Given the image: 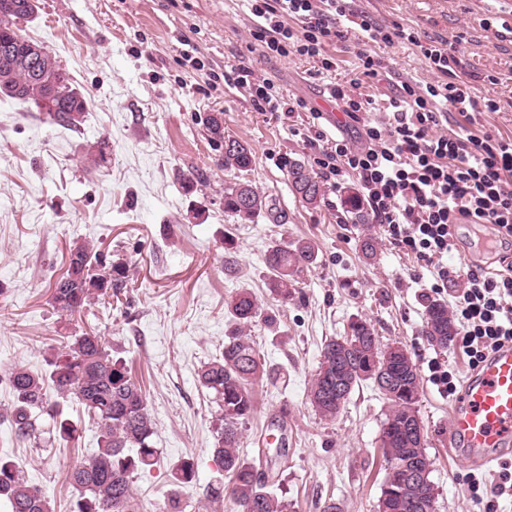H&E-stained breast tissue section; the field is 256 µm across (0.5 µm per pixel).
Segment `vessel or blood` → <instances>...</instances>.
I'll return each instance as SVG.
<instances>
[{"mask_svg": "<svg viewBox=\"0 0 512 512\" xmlns=\"http://www.w3.org/2000/svg\"><path fill=\"white\" fill-rule=\"evenodd\" d=\"M448 445L470 464L512 451V348L493 354L465 381L448 421Z\"/></svg>", "mask_w": 512, "mask_h": 512, "instance_id": "1", "label": "vessel or blood"}]
</instances>
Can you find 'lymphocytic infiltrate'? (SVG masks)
<instances>
[{
	"instance_id": "obj_1",
	"label": "lymphocytic infiltrate",
	"mask_w": 512,
	"mask_h": 512,
	"mask_svg": "<svg viewBox=\"0 0 512 512\" xmlns=\"http://www.w3.org/2000/svg\"><path fill=\"white\" fill-rule=\"evenodd\" d=\"M253 16L249 34L272 56L290 53L335 70L326 44L345 39V23L372 42L415 41L414 32L388 29L359 12L355 0H246ZM433 81H402L388 104L389 118L363 124L360 144L307 137L330 186L354 176L360 195L388 244L413 256L414 278H426L431 292L450 293L460 324L455 348L470 369L512 345V267L490 272L449 264L457 224H490L512 237V140L486 135L448 136L439 128L449 113L471 117L498 104L479 99L471 82L457 78L459 61L445 41L422 46Z\"/></svg>"
}]
</instances>
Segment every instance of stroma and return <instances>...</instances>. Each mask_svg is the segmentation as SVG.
<instances>
[{"mask_svg":"<svg viewBox=\"0 0 512 512\" xmlns=\"http://www.w3.org/2000/svg\"><path fill=\"white\" fill-rule=\"evenodd\" d=\"M357 8L389 28L415 32L416 42L371 43L358 27L327 45L335 71L295 53L268 56L250 34L243 0H36L21 21L24 35L42 44L88 101L81 123L64 129L44 109L0 97V370L22 365L47 371V360L69 337L96 328L113 357L128 361L143 387L155 424L157 462L131 478L130 512H165L178 497L186 512H241L232 499L208 501L204 488L219 475L211 448L217 407L197 378L219 355L230 323L226 300L252 292L274 326L248 330L277 385L255 383V411L241 427L240 456L259 467L269 490L290 512H376L387 462L380 430L391 404L372 381L352 390L335 419L318 415L307 399L323 343L362 321L381 343L406 348L420 377L418 417L433 462L436 512H512V497L496 496L498 464L470 466L448 450L455 400L430 380L438 361L455 383L470 373L455 347L440 348L423 334L431 292L411 278L414 257L381 239L374 219L352 223L340 194L324 188L318 205L291 191L286 160L317 170L303 136L321 110L327 84L361 81L372 120L388 119L398 79L430 80L420 47L444 40L455 49L460 77L479 74L478 96L499 109L467 121L448 115V134L512 139V0H356ZM382 57L378 77L362 76L357 50ZM273 81L286 115L255 108L233 81L239 68ZM222 113L224 134L245 142L255 162L245 172L217 166L222 152L202 123ZM197 169L204 180L185 194L177 170ZM252 184L271 211L237 224L224 213V186ZM454 264L497 267L492 226L455 228ZM235 239L225 250L224 237ZM376 241L366 258L364 237ZM312 240L318 260L288 303L266 286L264 256L272 241ZM89 242L126 263L128 282L109 318L68 317L51 301L49 284L64 270L72 243ZM269 445H262V438ZM96 448L88 428L70 443L39 446L17 439L0 422V453L13 456L29 484L71 512L77 497L71 467ZM197 466L193 483L177 486L172 470L183 459ZM481 478L472 490L469 475Z\"/></svg>","mask_w":512,"mask_h":512,"instance_id":"stroma-1","label":"stroma"}]
</instances>
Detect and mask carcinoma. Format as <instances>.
<instances>
[{
  "instance_id": "carcinoma-1",
  "label": "carcinoma",
  "mask_w": 512,
  "mask_h": 512,
  "mask_svg": "<svg viewBox=\"0 0 512 512\" xmlns=\"http://www.w3.org/2000/svg\"><path fill=\"white\" fill-rule=\"evenodd\" d=\"M34 12L29 0H0V95L19 104H33L46 109L51 122L62 127H75L88 110L86 98L67 79L56 85L55 95L47 99L45 81L51 73L45 62L37 61L25 50L26 37L18 22ZM211 139L224 144V153L217 165L226 170L247 171L254 163L251 149L233 138H224V119L206 117ZM288 179L293 193L301 201L316 205L322 188L313 172L302 162L287 161ZM346 211L355 223L365 221L363 203L355 192L345 196ZM268 212L267 202L246 182L224 187V213L240 224L253 223ZM318 247L311 241L299 240L288 246L272 242L265 254L266 286L282 303L295 294L300 278L316 264ZM68 266L52 282V299L58 312L67 316L79 314L91 304L101 301L104 311L112 310L106 298L126 287L128 273L125 263L93 248L88 243L69 248ZM232 328L226 334L220 355L201 366L200 383L214 394L218 406V427L212 455L220 470L229 477V486L219 480L206 489V498L217 500L224 494L242 508V512H288V502L265 489L254 468L240 458L239 424L254 412L251 385L266 378L280 379V373L267 368V362L254 342L242 334V328L261 316L251 293L242 291L227 302ZM361 337L359 347L342 357L336 351V340L329 339L321 350L319 366L309 390V400L324 418L336 417V377L346 379V390L352 392L380 343L364 322L352 326ZM428 341L441 348L457 335V325L448 310V303L431 300L426 305ZM50 371L38 373L21 365L6 372L7 383L14 395L6 419L15 435L29 439L36 434L38 414L55 419L54 439L69 442L78 433L77 424L60 419V412L50 399L54 392L62 399L75 400L81 414L95 425L97 448L86 461L74 466L67 476L78 492L72 512H129L132 474L155 464L153 437L155 422L147 409L141 386L133 380L126 362L113 358L102 337L95 331L73 336L65 350L48 360ZM388 374L397 395L391 399L392 409L382 426L380 441L387 460L405 464L416 461L426 470L425 443L409 438L408 427L416 420L415 403L419 394L416 366L408 354H400L390 365ZM194 461L178 463L172 472L173 482L180 486L195 480ZM434 498V486L425 483L413 494H393L379 499L377 509L384 512H417L414 502ZM0 502L9 512H54L50 499L39 488L28 484L18 464L7 454L0 455Z\"/></svg>"
}]
</instances>
